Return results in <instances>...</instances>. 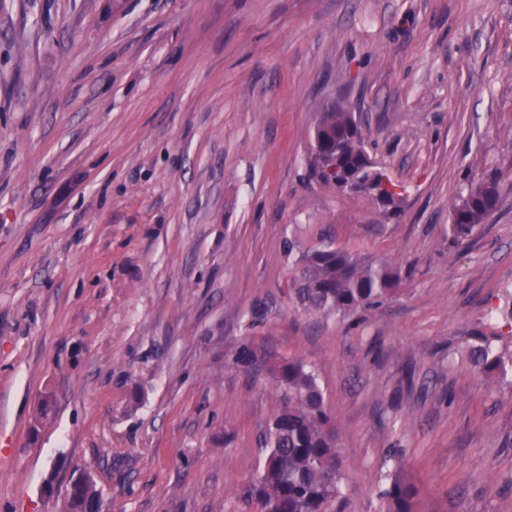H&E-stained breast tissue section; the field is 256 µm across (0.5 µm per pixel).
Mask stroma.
Returning a JSON list of instances; mask_svg holds the SVG:
<instances>
[{
	"label": "stroma",
	"mask_w": 512,
	"mask_h": 512,
	"mask_svg": "<svg viewBox=\"0 0 512 512\" xmlns=\"http://www.w3.org/2000/svg\"><path fill=\"white\" fill-rule=\"evenodd\" d=\"M338 99L397 213L309 178ZM490 175L497 209L453 243ZM308 224L398 292L299 310ZM511 298L512 0H0V512H61L81 471L102 512H259L289 359L318 371L343 512H380L392 447L416 512H512V375L467 357L512 353ZM386 177L390 186V188H387L385 184L382 183L380 179L377 180L378 185L382 187V194L387 198L388 204L382 205L380 200L377 197L374 196H366L362 197L364 199H367L372 204L381 207L383 210L389 213H395L400 209V205L403 199L402 192L403 188L401 185L394 183L386 174H382L381 172H378V177ZM498 204V190L493 177L470 182L465 194L452 204L448 230L453 241L462 242L483 224ZM478 343L469 345L471 364L482 374L506 376L512 374V353L494 352L491 343L483 336H476Z\"/></svg>",
	"instance_id": "obj_1"
}]
</instances>
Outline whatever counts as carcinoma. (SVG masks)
Segmentation results:
<instances>
[{
  "instance_id": "cac0c4a2",
  "label": "carcinoma",
  "mask_w": 512,
  "mask_h": 512,
  "mask_svg": "<svg viewBox=\"0 0 512 512\" xmlns=\"http://www.w3.org/2000/svg\"><path fill=\"white\" fill-rule=\"evenodd\" d=\"M353 113L324 112L317 129L318 146L310 151V174L322 185L336 188L340 172L368 177L374 170ZM403 188L394 182L382 187L388 204L367 197L389 213L400 209ZM498 204L494 178L471 182L466 193L452 204L448 230L462 242L486 221ZM291 262L290 289L300 309L324 317L348 318L377 307L396 291L399 273L386 261L361 259L335 246L323 228L308 244L294 238L285 241ZM469 345L471 364L482 374L512 373V353L496 352L483 336ZM280 392V408L268 424L261 469L249 496L263 512H340L343 478L333 433L332 417L315 368L301 360H288L274 369ZM399 463L386 476L380 490L383 512H414L417 488L398 474ZM82 512H98L96 485L72 480Z\"/></svg>"
}]
</instances>
